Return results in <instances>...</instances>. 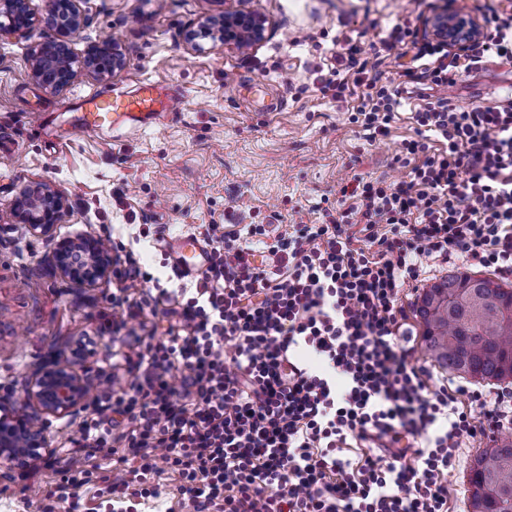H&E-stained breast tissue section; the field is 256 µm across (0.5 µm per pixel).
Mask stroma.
<instances>
[{
    "mask_svg": "<svg viewBox=\"0 0 512 512\" xmlns=\"http://www.w3.org/2000/svg\"><path fill=\"white\" fill-rule=\"evenodd\" d=\"M266 15L272 32L249 52L203 42L193 49L185 34L224 0H81L90 19L73 35L71 47L83 55L90 43L120 41L124 68L108 78L83 72L70 87L53 92L31 76L28 60L37 43L54 37L46 24L49 0H31L36 24L26 34L0 40V392L22 395L34 367L68 352L82 335L96 342V353L80 369L98 377L112 370L126 348L118 335L101 333L112 320L110 278L94 285L62 279L54 270L49 245L21 232L12 215L20 189L43 183L66 200L57 237L86 231L122 240L140 251L158 277L168 241L219 224L228 231L248 224H318L336 212L341 180L361 175L388 182L406 168L395 158L404 141L415 139L412 119L429 81L417 77L387 137L364 138L348 116L362 88L350 84L335 97L326 84L336 57L356 48L377 58L384 81H399V47L384 43L391 29L409 24L424 29L445 0H246ZM162 84L181 102L160 122L141 131L69 134L76 115L67 104L93 89L133 90L140 80ZM261 83L250 102L233 88ZM459 107L512 100V64L488 59L461 75L450 91ZM279 110L268 111L272 100ZM159 230L142 237L145 226ZM454 266L432 268L425 281L404 286L402 304L411 318L417 364L434 379L443 372L429 365L416 303L429 286L454 273ZM82 414L51 420L47 467L37 475L49 487L58 469L79 449ZM493 431L464 443L448 472L450 512H468V476L479 449L491 445ZM0 512H39L24 491L18 471L0 464Z\"/></svg>",
    "mask_w": 512,
    "mask_h": 512,
    "instance_id": "stroma-1",
    "label": "stroma"
}]
</instances>
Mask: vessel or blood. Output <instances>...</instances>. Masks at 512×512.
<instances>
[{
	"mask_svg": "<svg viewBox=\"0 0 512 512\" xmlns=\"http://www.w3.org/2000/svg\"><path fill=\"white\" fill-rule=\"evenodd\" d=\"M71 111L77 119L73 133H99L117 126L138 131L165 111L161 89L155 83H142L135 91L93 90L74 97ZM168 251L185 274L196 275L203 267L206 247L195 236L188 235L169 243Z\"/></svg>",
	"mask_w": 512,
	"mask_h": 512,
	"instance_id": "obj_1",
	"label": "vessel or blood"
}]
</instances>
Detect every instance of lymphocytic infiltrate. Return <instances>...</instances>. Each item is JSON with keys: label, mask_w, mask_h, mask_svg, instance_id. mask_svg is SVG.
Listing matches in <instances>:
<instances>
[{"label": "lymphocytic infiltrate", "mask_w": 512, "mask_h": 512, "mask_svg": "<svg viewBox=\"0 0 512 512\" xmlns=\"http://www.w3.org/2000/svg\"><path fill=\"white\" fill-rule=\"evenodd\" d=\"M491 56L512 62V14L485 17L468 47H416L402 75L426 74L438 95L416 109L417 137L398 157L408 179L353 177L340 189L347 208L328 222L273 234L208 225L205 270L190 278L167 264L148 293L139 286L151 273L113 243L125 255L113 307L132 320L151 311L166 327L133 336L128 375L109 374L88 405L82 452L56 482L69 512H80L99 453L118 504L158 497L168 470L183 512H449L448 471L479 433L471 406L508 428L512 393L431 385L407 346L400 291L431 265L512 276V101L448 99L457 76ZM341 70L340 93L345 73L366 77L350 123L368 140L388 136L400 89L352 56Z\"/></svg>", "instance_id": "f902f5d3"}]
</instances>
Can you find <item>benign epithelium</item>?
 I'll list each match as a JSON object with an SVG mask.
<instances>
[{"mask_svg":"<svg viewBox=\"0 0 512 512\" xmlns=\"http://www.w3.org/2000/svg\"><path fill=\"white\" fill-rule=\"evenodd\" d=\"M78 0H50L49 23L55 27L54 38L38 43L30 57L32 77L45 88L60 92L84 70L108 77L124 67V56L115 40H101L90 45L78 58L69 37L88 26V18ZM244 0H224V12L202 18L188 35L198 48L207 40L214 46L247 50L263 43L271 31L269 19L262 13L242 6ZM36 23L29 0H0V39L31 31ZM427 36L454 49H461L477 39L482 22L462 9L436 10L425 22ZM12 213L25 233L45 239L60 275L72 282L94 284L112 275V249L105 237L87 232L59 239L54 226L65 215L63 196L50 186L37 183L22 188L15 198ZM54 357L33 374L23 401L7 392L0 396V459L13 467L25 469L41 460L49 447L48 418L71 416L86 405L90 379L75 368V358Z\"/></svg>","mask_w":512,"mask_h":512,"instance_id":"7a95c632","label":"benign epithelium"}]
</instances>
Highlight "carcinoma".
<instances>
[{"label":"carcinoma","instance_id":"obj_1","mask_svg":"<svg viewBox=\"0 0 512 512\" xmlns=\"http://www.w3.org/2000/svg\"><path fill=\"white\" fill-rule=\"evenodd\" d=\"M448 275L424 292L416 313L425 351L444 371L477 382H512V289ZM470 512H512V436L497 437L470 468Z\"/></svg>","mask_w":512,"mask_h":512}]
</instances>
